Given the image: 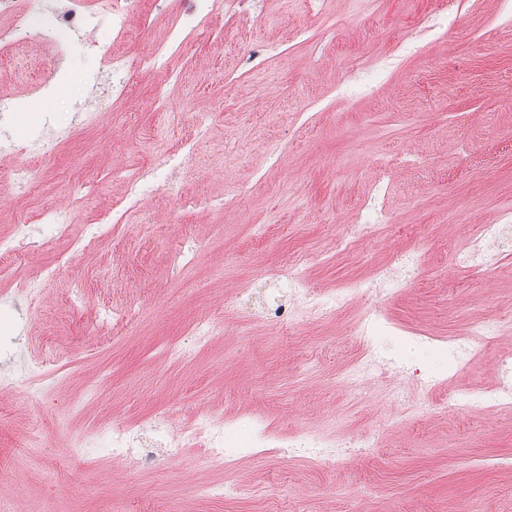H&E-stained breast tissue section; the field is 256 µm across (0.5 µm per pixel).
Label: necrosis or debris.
<instances>
[{"label": "necrosis or debris", "mask_w": 512, "mask_h": 512, "mask_svg": "<svg viewBox=\"0 0 512 512\" xmlns=\"http://www.w3.org/2000/svg\"><path fill=\"white\" fill-rule=\"evenodd\" d=\"M108 2L112 16V37L121 41L126 33L127 18L142 8L144 0H71L69 6L57 13L53 25L60 32H75L82 29L97 4ZM226 14L230 24L243 25L255 18L253 0H187L186 8L171 27L170 43L179 47L199 39L202 31L197 24L199 14ZM196 148L193 140H185L180 149L166 152L158 166L157 177L136 172L123 171L119 177L125 185L122 210L104 217L102 223L93 225L89 239L96 242L112 234L113 225L125 222L137 213L148 192L173 189L172 177L178 167L189 160ZM512 242V224H475L470 228L466 241L455 252V263L463 269L489 273L498 266L500 245ZM424 254L416 249L395 253L387 267L382 269L377 283L354 281L334 290L306 287L300 278V265L291 262L278 278L295 293L292 303L278 304L263 311V318L280 325H295L300 319L314 320L336 318L356 299L374 289L391 294L403 284L406 271L423 265ZM512 328V318L484 316L472 318L465 331L449 337L443 342L444 350L452 351L458 363L466 364L482 350L495 345L505 329ZM395 324L379 306H372L358 319L355 334L361 346L359 357L345 372L350 395L363 392L368 383L408 374L421 393H431L437 385L435 376L420 368L401 370L393 366L379 351L381 337L396 335ZM174 444L179 448H200L205 452L206 463L220 471L233 470L245 458L262 461L279 455L282 449L292 448L303 457L332 463L341 462L347 453V443L334 432L305 433L290 436L280 432L273 423L262 416L230 419L223 414L208 412L201 414L192 425L178 429ZM78 446L82 452L108 453L113 459L126 462L131 471L151 468L155 463L153 452L144 448V440L138 429L113 425L96 430L81 439Z\"/></svg>", "instance_id": "4bbe7bcc"}]
</instances>
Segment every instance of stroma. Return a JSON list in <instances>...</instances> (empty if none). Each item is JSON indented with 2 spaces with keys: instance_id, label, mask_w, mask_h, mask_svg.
Listing matches in <instances>:
<instances>
[{
  "instance_id": "1",
  "label": "stroma",
  "mask_w": 512,
  "mask_h": 512,
  "mask_svg": "<svg viewBox=\"0 0 512 512\" xmlns=\"http://www.w3.org/2000/svg\"><path fill=\"white\" fill-rule=\"evenodd\" d=\"M66 3L38 0L25 35L0 48V107H9L0 110V142L46 138L34 186L0 194V235L37 209L71 211L69 237L34 225L45 246L0 280L1 322L16 281L58 268L33 298L15 346L16 364L44 361L54 380L35 400L24 381L0 393V498L16 500L20 512H512V468L497 464L512 457V408L446 405L450 392L497 387L496 355L512 349V334L465 365L445 364L415 338L463 332L476 314L512 313V244L491 274L458 269L453 256L470 225L512 212V0H461L451 16L438 0H322L316 12L308 0H261L262 20L236 33L223 16L203 14L204 37L168 53L165 66L140 70L129 98L112 95L120 76L100 45L129 58L148 52L179 15V0H155L149 16L133 15L117 44L108 12H98L65 48L44 29ZM248 45L265 55L250 74ZM158 87L172 107L164 116L152 100ZM88 111L97 120L85 127ZM191 136L197 151L178 173L181 184L203 198L239 183L245 193L212 210L160 193L144 201L139 222L73 251L74 238L121 204L115 171L147 168ZM380 179L389 223L339 251L344 226ZM188 236L198 242L195 258L175 267L171 253ZM418 245L427 260L385 312L402 330L397 357L445 367L447 381L432 402L412 393L406 416L392 415L383 383L355 399L342 380L370 299L292 329L242 321L224 307L243 282L261 303L272 271L297 256L307 285L336 289L376 280L394 252ZM77 285L82 307H65ZM105 295L140 310L122 335L97 325ZM202 316L222 322L223 334L193 361H170L166 347ZM207 411L261 415L285 433L371 430L380 446L352 451L339 466L292 455L244 461L232 476L255 487V500L207 501L195 486L221 474L201 449L129 476L123 463L86 458L70 444L103 426L182 425ZM35 418L48 434L33 455L21 441Z\"/></svg>"
}]
</instances>
